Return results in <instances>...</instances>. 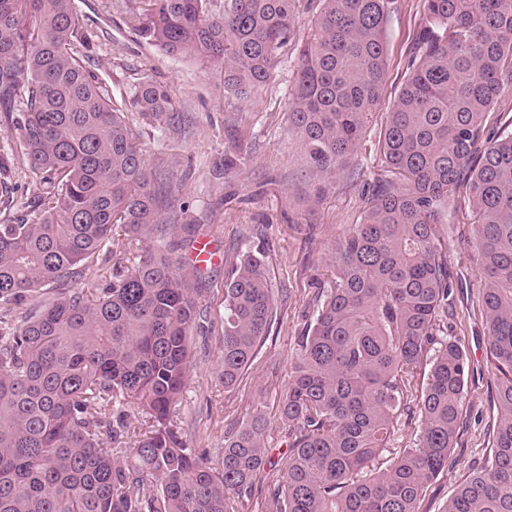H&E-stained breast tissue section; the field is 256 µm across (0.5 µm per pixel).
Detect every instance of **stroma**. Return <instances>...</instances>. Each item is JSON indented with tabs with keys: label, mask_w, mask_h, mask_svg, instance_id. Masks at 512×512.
Returning a JSON list of instances; mask_svg holds the SVG:
<instances>
[{
	"label": "stroma",
	"mask_w": 512,
	"mask_h": 512,
	"mask_svg": "<svg viewBox=\"0 0 512 512\" xmlns=\"http://www.w3.org/2000/svg\"><path fill=\"white\" fill-rule=\"evenodd\" d=\"M87 42L78 51L85 67L96 74L114 102L127 99L141 83L167 89L175 122L163 130L128 115L139 132L152 171L170 183L175 196L167 206L168 238L184 244L187 225L197 235L212 238L223 260L202 271L199 315L191 335L190 376L175 421L190 447L207 449L210 466H217L227 427L261 409L275 416L279 395L288 381L289 363L297 338L310 321L318 289L334 278L336 243L346 229L360 223L372 186L382 169L373 149L386 124L407 63L416 47L423 17L421 0H399L386 24L387 70L384 96L365 138L370 149L358 150L334 188L313 202L312 186L297 135L288 125L290 90L298 48L307 37L313 13L299 8L293 41L280 49L270 82L247 97L224 90V73L193 58L173 57L144 43L134 30L139 12L134 0H74ZM238 152L242 162L225 176L224 154ZM7 182L15 210L43 192L39 176L24 163L19 134L0 112V182ZM467 200L458 196L443 212L448 231L450 304L454 316L448 334L465 346L472 371L468 378L462 421L464 432L448 467L433 480L421 512H442L457 485L481 465L486 425L492 415L491 387L485 369L488 330L476 311L480 274L471 256L475 238L465 224ZM143 242L124 236L85 265L72 288L98 294L112 282L113 268L132 267ZM261 248L273 280L275 321L248 370L232 387H225L220 366L224 335V281L231 263L247 248ZM272 466L254 487L246 512H260L267 490L276 482V467L288 449V434L279 427L267 437Z\"/></svg>",
	"instance_id": "stroma-1"
}]
</instances>
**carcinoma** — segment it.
<instances>
[{
    "label": "carcinoma",
    "mask_w": 512,
    "mask_h": 512,
    "mask_svg": "<svg viewBox=\"0 0 512 512\" xmlns=\"http://www.w3.org/2000/svg\"><path fill=\"white\" fill-rule=\"evenodd\" d=\"M144 2L140 39L223 68L224 91L237 97L270 81L296 10V0H224L214 16L209 0ZM397 2L316 0L288 122L319 195L382 102ZM422 4L417 53L380 144L387 175L336 245V276L292 358L278 409L288 455L267 512H419L448 467L470 362L439 330L448 316L439 224L461 190L497 415L482 466L443 512H512V131L485 134V115L512 89V0ZM84 42L74 0H0V112L24 105L20 152L47 187L0 224V512H246L268 462L265 413L225 431L217 469L174 421L201 289L165 240L160 182L126 119L131 109L150 126L170 121L168 94L146 81L114 103L76 55ZM119 232L149 241L132 269L96 296L66 288L14 322ZM273 318L264 252L249 248L224 283V387L251 365ZM415 411L417 438L391 448L399 417ZM107 443L128 448L117 456Z\"/></svg>",
    "instance_id": "1"
}]
</instances>
